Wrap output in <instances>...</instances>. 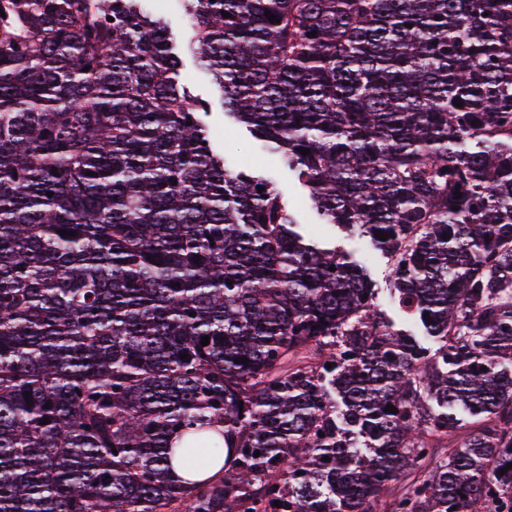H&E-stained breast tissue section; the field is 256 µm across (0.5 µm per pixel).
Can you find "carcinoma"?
I'll return each mask as SVG.
<instances>
[{"mask_svg":"<svg viewBox=\"0 0 512 512\" xmlns=\"http://www.w3.org/2000/svg\"><path fill=\"white\" fill-rule=\"evenodd\" d=\"M182 5L434 346L212 151L143 0H0V512H512V0ZM387 258L380 252L375 253L370 261L369 270L373 280L374 288H377L378 302L387 318L395 322L398 328L401 327L402 319L398 310L390 302V288L387 281L388 274Z\"/></svg>","mask_w":512,"mask_h":512,"instance_id":"1","label":"carcinoma"}]
</instances>
